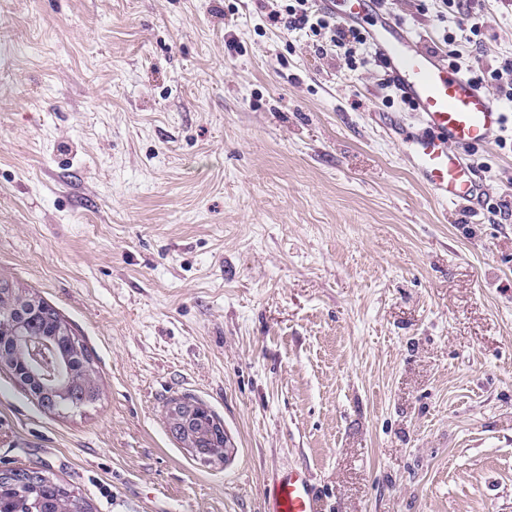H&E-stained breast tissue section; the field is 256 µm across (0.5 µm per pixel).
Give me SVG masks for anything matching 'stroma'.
Masks as SVG:
<instances>
[{"label":"stroma","mask_w":512,"mask_h":512,"mask_svg":"<svg viewBox=\"0 0 512 512\" xmlns=\"http://www.w3.org/2000/svg\"><path fill=\"white\" fill-rule=\"evenodd\" d=\"M395 21L447 53L432 0ZM462 72L512 59L482 0ZM383 68L271 25L261 0H0V278L87 347L99 398L53 413L0 369V469L91 512H263L308 470L320 512H512V131L436 202ZM224 423L192 457L170 398Z\"/></svg>","instance_id":"obj_1"}]
</instances>
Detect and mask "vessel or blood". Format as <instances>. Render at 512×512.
I'll return each instance as SVG.
<instances>
[{
	"label": "vessel or blood",
	"instance_id": "b4317fda",
	"mask_svg": "<svg viewBox=\"0 0 512 512\" xmlns=\"http://www.w3.org/2000/svg\"><path fill=\"white\" fill-rule=\"evenodd\" d=\"M342 22L363 25L402 95L418 112L419 131L401 129L402 155L435 201L478 212L484 186L465 153L497 141L512 127L483 85L422 48L375 0H338ZM318 496L303 469L279 473L265 512H318Z\"/></svg>",
	"mask_w": 512,
	"mask_h": 512
}]
</instances>
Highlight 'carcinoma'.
Instances as JSON below:
<instances>
[{
	"mask_svg": "<svg viewBox=\"0 0 512 512\" xmlns=\"http://www.w3.org/2000/svg\"><path fill=\"white\" fill-rule=\"evenodd\" d=\"M62 322L64 319L60 314L43 299L0 281V364L5 365L31 397L50 412L78 409L99 398L92 359L78 336L59 335L58 325ZM23 336L59 341L60 353L69 361L68 379L72 391L69 400H59L32 374L23 354ZM213 429L218 431L220 426H211L209 419L204 417L179 441L195 449V457L204 459L216 451L209 439ZM0 508L4 512H87L88 505L79 492L44 469H12L10 475L0 477Z\"/></svg>",
	"mask_w": 512,
	"mask_h": 512,
	"instance_id": "carcinoma-1",
	"label": "carcinoma"
}]
</instances>
